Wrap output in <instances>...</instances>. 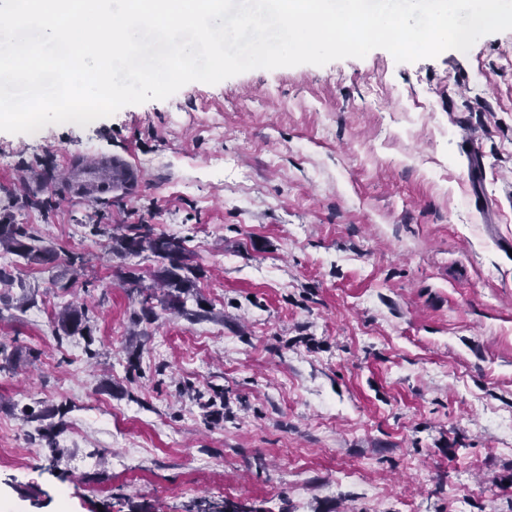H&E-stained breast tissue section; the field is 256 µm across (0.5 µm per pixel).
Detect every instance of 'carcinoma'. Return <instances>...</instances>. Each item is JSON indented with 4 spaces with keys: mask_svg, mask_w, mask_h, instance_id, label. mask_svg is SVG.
Masks as SVG:
<instances>
[{
    "mask_svg": "<svg viewBox=\"0 0 512 512\" xmlns=\"http://www.w3.org/2000/svg\"><path fill=\"white\" fill-rule=\"evenodd\" d=\"M0 247L5 248L17 256L29 261H42L56 256V251L50 247L38 244L28 231L19 224H0ZM150 252L160 263L158 277L161 284L171 289L168 293L170 308L177 309L180 304V294L192 287L193 281L187 275L191 268L187 264V249L180 238L157 233L148 224H139L130 229V233L123 235L113 242L112 252L137 254ZM89 317L86 311L78 308H69L59 317L58 329L62 334L57 336L58 342L87 329ZM55 416L53 412L32 415L28 422H36L35 432L38 439L46 441L48 447L56 445L55 435L41 422Z\"/></svg>",
    "mask_w": 512,
    "mask_h": 512,
    "instance_id": "carcinoma-1",
    "label": "carcinoma"
}]
</instances>
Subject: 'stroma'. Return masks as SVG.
Wrapping results in <instances>:
<instances>
[{
    "label": "stroma",
    "instance_id": "1",
    "mask_svg": "<svg viewBox=\"0 0 512 512\" xmlns=\"http://www.w3.org/2000/svg\"><path fill=\"white\" fill-rule=\"evenodd\" d=\"M91 155L143 177L82 197ZM0 224L58 252L0 249V512H512V31L0 132ZM130 224L183 239L184 311ZM89 317L84 309L69 308L63 311L59 317L58 331H62V334L56 336L58 342H63L68 337L75 335L76 333H83L87 329V323Z\"/></svg>",
    "mask_w": 512,
    "mask_h": 512
}]
</instances>
